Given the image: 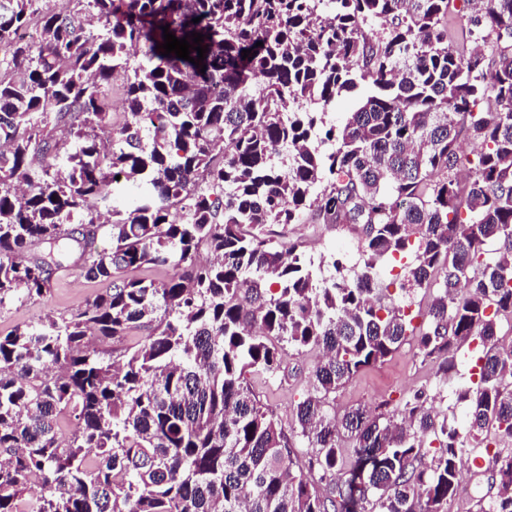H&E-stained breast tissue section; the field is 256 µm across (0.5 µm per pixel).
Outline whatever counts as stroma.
I'll return each mask as SVG.
<instances>
[{"mask_svg": "<svg viewBox=\"0 0 512 512\" xmlns=\"http://www.w3.org/2000/svg\"><path fill=\"white\" fill-rule=\"evenodd\" d=\"M286 237L303 242L313 257L335 254L348 262L358 258L359 234L346 225L326 226L304 218L289 225ZM104 289L102 283L91 282L80 275L74 265L60 269L51 281V289L36 301H15L0 309V332L39 323L46 315L67 316L80 309L85 301ZM319 359L318 351L304 353L293 348L281 352V367L276 376L251 373L247 383L257 399L273 410L286 434L295 430L294 407L311 386V372ZM469 364H459L447 378H440L436 366L421 362L413 342L404 343L384 363L368 367L356 374L335 395L337 413L361 406L370 410L386 406L399 409L416 392H423L424 406L438 416H445L456 407L455 392L469 378ZM492 453H482L479 466L462 470L464 494L449 502L448 512H489L496 495L492 483Z\"/></svg>", "mask_w": 512, "mask_h": 512, "instance_id": "1", "label": "stroma"}]
</instances>
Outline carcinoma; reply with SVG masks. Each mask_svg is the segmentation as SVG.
<instances>
[{"instance_id":"carcinoma-1","label":"carcinoma","mask_w":512,"mask_h":512,"mask_svg":"<svg viewBox=\"0 0 512 512\" xmlns=\"http://www.w3.org/2000/svg\"><path fill=\"white\" fill-rule=\"evenodd\" d=\"M39 2L0 0V308L50 291L63 240L110 288L0 334V512H448L482 435L512 440V345L497 334L512 319V52L490 64L448 45L452 0ZM463 3L469 41L512 39V0ZM166 24L204 35L205 73L161 55ZM364 83L342 129L326 126ZM489 95L498 109L477 111ZM130 183L132 208L112 206ZM307 210L359 229L358 263L321 277L283 241ZM36 242L48 254L25 258ZM396 256L399 288L429 294L415 316L376 272ZM167 267L181 273L150 276ZM144 327L116 354L91 345ZM409 339L445 377L476 345L464 425L419 394L387 414L331 411ZM284 342L323 352L295 409L323 494L292 474L291 441L246 382L280 369ZM493 459L495 512H512V449Z\"/></svg>"}]
</instances>
